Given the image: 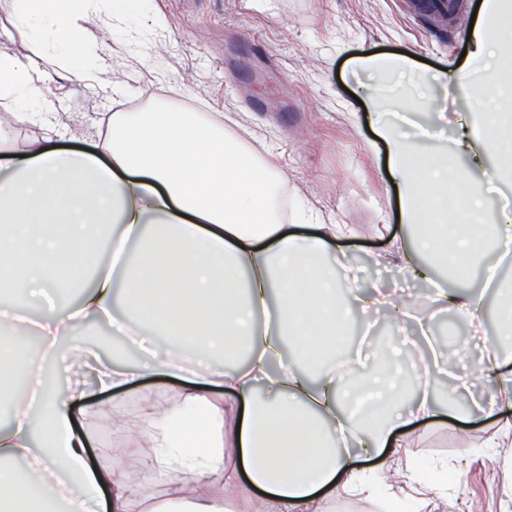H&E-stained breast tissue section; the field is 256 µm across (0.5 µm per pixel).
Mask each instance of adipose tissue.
<instances>
[{"instance_id": "adipose-tissue-1", "label": "adipose tissue", "mask_w": 512, "mask_h": 512, "mask_svg": "<svg viewBox=\"0 0 512 512\" xmlns=\"http://www.w3.org/2000/svg\"><path fill=\"white\" fill-rule=\"evenodd\" d=\"M96 0H13L11 23L39 47L52 49L59 65L95 80L110 57L105 44L80 43L78 18L92 15ZM512 0H482L466 63L455 73H418L423 92L437 84H497L502 38L496 18ZM0 101L19 109L20 120L50 125L53 102L42 74L30 61L0 53ZM375 115L377 146L396 179L404 223L420 232L391 239L387 259L411 265L433 258L462 269L484 253L512 254V210L481 237L473 200L449 222L434 223L448 160L422 152L386 119L388 102L367 99ZM97 151L68 152L51 137L17 148L11 128L0 126V295L26 300L48 288H65L73 271L88 273L90 287L79 306L47 318L20 316L0 306V405L12 424L0 430V512H310L320 498L341 493L398 512H437L448 500V473L424 475L409 460L415 442L395 434L397 416L364 420L350 404L367 399L391 405L399 397L389 367H370L359 382L340 375L335 355L350 332L344 289L328 262L332 224L313 232L283 223L275 210L280 182L274 168L256 161L229 140L220 120H204L167 102L144 112H113ZM471 144L496 156V174L512 172V132L489 123L473 125ZM147 240L139 258L128 245ZM124 258L116 272L100 269L110 250ZM121 283L123 309L137 325L166 336L161 361L124 368L100 364L78 371L86 344L79 330L88 317H110L114 283ZM53 346L37 408L15 403L13 382L29 375L35 352L20 343L30 331ZM318 359L317 382L281 362L284 344ZM213 358L199 368L196 351ZM246 352L245 368L229 360ZM437 362L416 372L414 417L434 418ZM182 386L143 399L127 416L115 399L112 431L120 442L109 467L92 466L87 450L93 429L78 428L92 414V392L129 388L150 373ZM473 376L497 381V401L512 408V353L491 351ZM224 386L216 398L208 388ZM405 458L390 483L383 470L359 466L361 455ZM149 455L162 477L187 474L177 493L146 501L119 464ZM27 471L14 469L16 459Z\"/></svg>"}]
</instances>
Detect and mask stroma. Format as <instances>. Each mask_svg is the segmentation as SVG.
Masks as SVG:
<instances>
[{"instance_id":"obj_1","label":"stroma","mask_w":512,"mask_h":512,"mask_svg":"<svg viewBox=\"0 0 512 512\" xmlns=\"http://www.w3.org/2000/svg\"><path fill=\"white\" fill-rule=\"evenodd\" d=\"M476 2L459 0L456 14L446 17L421 12L415 0H266L262 7L257 0H151L150 13L139 16L140 31L134 35L109 33L95 17L83 21L84 35L107 42L112 54L110 67L91 83L50 68L29 37L12 26L10 0H0V52L33 58L48 71L52 122L60 144L69 148H85L87 132L124 103L143 112L176 96L200 106L202 114L223 116L225 132L279 172L290 202L303 203L316 222L347 227L331 251L338 256V277L355 279L357 296L371 299L402 288L426 296L435 282L451 292L463 288L482 294L485 336L471 338L467 323L448 310L436 311L433 319L437 349L444 353L458 343L466 369L496 341L501 293L482 289L476 269L463 277L431 271L422 278L378 264L386 242L403 234L404 226L386 156L374 147L372 117L353 93L362 88L415 102L418 87L401 74L377 86L365 84L352 63L358 56L402 51L423 58L429 69H457ZM153 13L165 17L166 30H151ZM448 95L445 122H435L430 112H414V121L432 133L419 146L442 150L461 175L481 181L493 159L479 147L460 151V131L477 114L499 112L507 104L467 86ZM372 318L373 333L361 344L366 363L380 360L389 336L416 335L411 320L393 312L382 309ZM83 331L89 351L100 359L126 366L144 358L129 346L113 354L119 337L105 323L90 320ZM92 404L86 423L99 440L90 458L94 465H108L117 442L108 428L111 393L95 395ZM497 428L496 416L486 412L405 425L417 440L416 463L427 469L444 460L455 473L445 512H512V482L479 451Z\"/></svg>"}]
</instances>
